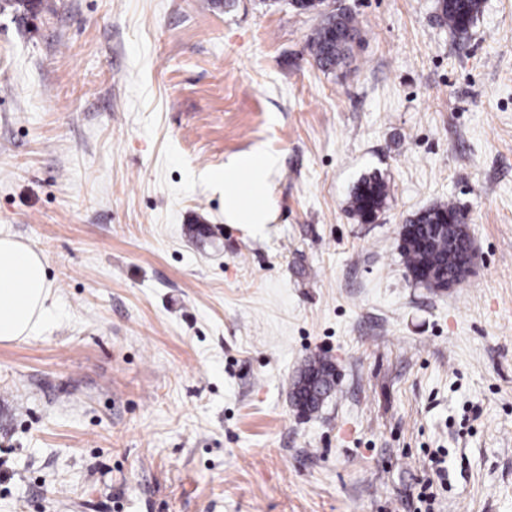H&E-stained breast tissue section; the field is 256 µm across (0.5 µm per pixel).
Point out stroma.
Masks as SVG:
<instances>
[{"label":"stroma","instance_id":"stroma-1","mask_svg":"<svg viewBox=\"0 0 512 512\" xmlns=\"http://www.w3.org/2000/svg\"><path fill=\"white\" fill-rule=\"evenodd\" d=\"M0 0V234L54 304L0 343V512H512V0H337L332 71L290 0ZM263 146L270 224L209 174ZM388 197L348 209L359 180ZM454 202L459 288L399 231ZM336 368L310 414L306 361ZM481 2V0H440L439 10L448 28L455 33L465 34L480 12ZM360 39L355 16L347 12L335 17L325 15L310 38L309 48L322 69L333 70L346 62L353 44ZM386 194V184L378 175L363 177L351 195V211L362 221H367L366 217L371 214L369 221H372L375 217L372 213L380 210ZM458 211H459V209L457 208V206L454 203H452V202L444 203V204H441L440 206H437V207H434V208H431V209H428V210H425V211L419 213L411 220L410 224H418L419 225L418 232L420 234L430 235L433 232L432 224H438L437 220H438L439 216L448 214V217H452ZM448 217H446V216L444 217L445 224H448V223L449 224H457L460 227L464 228L468 234L469 250L467 253L466 261L461 266L460 271H459V273H461V275L467 276L471 272L472 266L475 263V258H476L475 248H474L473 241L470 236L468 225H467L468 219L464 213L458 215L456 218H450V220L448 219ZM451 221H452V223H451ZM454 233L455 230L448 226V233L439 244L437 252L435 254H424L417 251L413 242L400 231L405 264L409 272L418 270L416 273L412 274V277L416 281L424 283L432 281L434 279L432 272L426 268L419 270V266L433 265L435 266L436 273H441L436 276V287L443 284L447 285L448 281L451 287L460 286L464 283L465 278H460L457 275V251L450 252L448 255V234L451 236Z\"/></svg>","mask_w":512,"mask_h":512}]
</instances>
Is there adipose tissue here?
<instances>
[{"instance_id":"1","label":"adipose tissue","mask_w":512,"mask_h":512,"mask_svg":"<svg viewBox=\"0 0 512 512\" xmlns=\"http://www.w3.org/2000/svg\"><path fill=\"white\" fill-rule=\"evenodd\" d=\"M276 158L254 147L213 173L229 224H266L271 220L268 179ZM51 286L41 252L10 235H0V342H19L36 331L50 308Z\"/></svg>"}]
</instances>
